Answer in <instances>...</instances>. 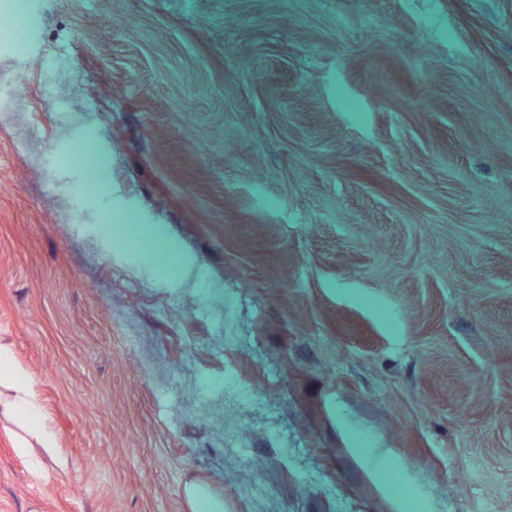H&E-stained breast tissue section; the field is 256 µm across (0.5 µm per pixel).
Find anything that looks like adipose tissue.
Here are the masks:
<instances>
[{
  "label": "adipose tissue",
  "mask_w": 512,
  "mask_h": 512,
  "mask_svg": "<svg viewBox=\"0 0 512 512\" xmlns=\"http://www.w3.org/2000/svg\"><path fill=\"white\" fill-rule=\"evenodd\" d=\"M0 386L8 396H0V417L22 424L25 432L36 439L47 453H55L56 440L49 429L41 405L18 364L12 348L0 342Z\"/></svg>",
  "instance_id": "obj_1"
}]
</instances>
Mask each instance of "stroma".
<instances>
[{
	"instance_id": "35a3bbf8",
	"label": "stroma",
	"mask_w": 512,
	"mask_h": 512,
	"mask_svg": "<svg viewBox=\"0 0 512 512\" xmlns=\"http://www.w3.org/2000/svg\"><path fill=\"white\" fill-rule=\"evenodd\" d=\"M25 2L0 512H512V0ZM0 385L11 391L8 397L0 396V417L22 424L24 431L36 439L44 451L56 454V440L49 430L36 393L24 369L18 364L14 351L2 342H0Z\"/></svg>"
}]
</instances>
